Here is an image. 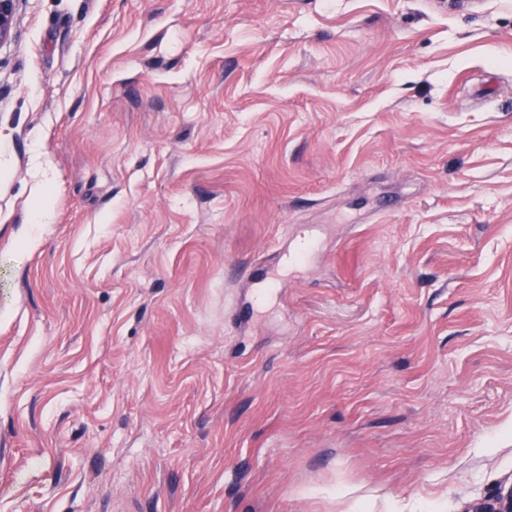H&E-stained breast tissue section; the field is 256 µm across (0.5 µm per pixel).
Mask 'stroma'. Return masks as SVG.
I'll use <instances>...</instances> for the list:
<instances>
[{
  "label": "stroma",
  "mask_w": 512,
  "mask_h": 512,
  "mask_svg": "<svg viewBox=\"0 0 512 512\" xmlns=\"http://www.w3.org/2000/svg\"><path fill=\"white\" fill-rule=\"evenodd\" d=\"M510 482L512 0H19L0 512H464Z\"/></svg>",
  "instance_id": "1"
}]
</instances>
